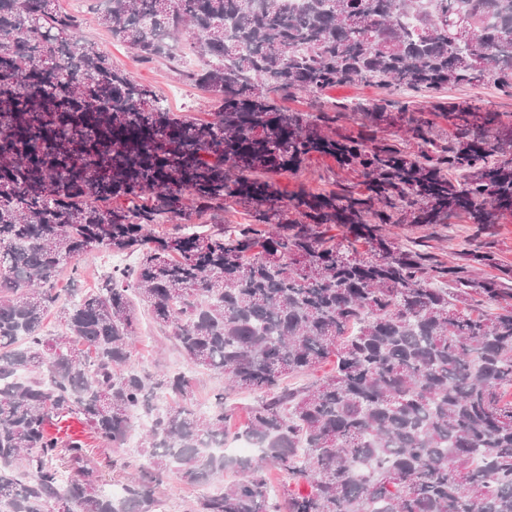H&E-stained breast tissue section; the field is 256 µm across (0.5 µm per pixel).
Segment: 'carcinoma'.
<instances>
[{"label": "carcinoma", "instance_id": "obj_1", "mask_svg": "<svg viewBox=\"0 0 512 512\" xmlns=\"http://www.w3.org/2000/svg\"><path fill=\"white\" fill-rule=\"evenodd\" d=\"M94 2L113 40L176 71L214 118L172 111L53 0H0V504L158 512L172 476L231 471L191 512H512V268L488 241L512 201V119L392 100L488 84L512 97V0L423 15L419 0ZM182 32L201 67L183 65ZM357 83L382 96L324 97ZM301 96L308 111L287 106ZM314 153L358 181H272ZM233 204L244 222L217 232H146ZM460 223L451 262L386 233ZM103 247L141 257L87 291L59 287ZM132 292L189 366L224 375L209 412L190 406V372L131 363ZM331 357V375L283 383ZM238 391L257 394L237 432L255 457L203 448L226 438ZM143 413L149 463L117 498L84 435L51 431L75 418L119 449ZM269 467L309 491L271 499Z\"/></svg>", "mask_w": 512, "mask_h": 512}]
</instances>
